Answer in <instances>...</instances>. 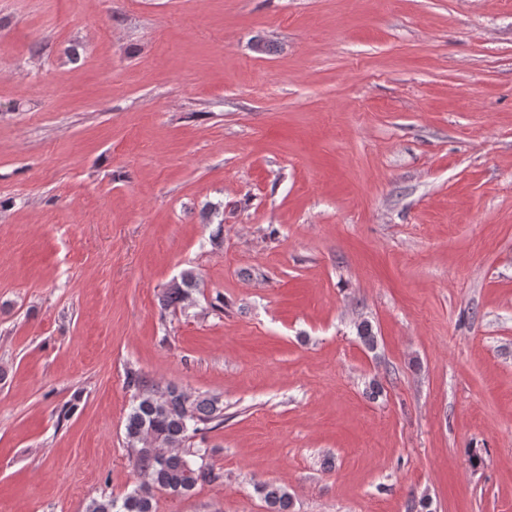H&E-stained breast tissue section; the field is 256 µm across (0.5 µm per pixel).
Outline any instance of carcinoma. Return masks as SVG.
I'll list each match as a JSON object with an SVG mask.
<instances>
[{
  "label": "carcinoma",
  "mask_w": 512,
  "mask_h": 512,
  "mask_svg": "<svg viewBox=\"0 0 512 512\" xmlns=\"http://www.w3.org/2000/svg\"><path fill=\"white\" fill-rule=\"evenodd\" d=\"M198 285L193 270L183 271L164 293L163 309L179 307ZM126 384L136 390L125 434L137 482L120 499L106 495L91 499L85 512H155L156 493L184 496L199 485L223 478L220 469L209 461L210 449L185 447L199 432L224 424L220 396L195 395L173 385L162 387L134 369L127 371ZM254 490L267 512H290L292 496L285 486L262 482L255 484Z\"/></svg>",
  "instance_id": "obj_1"
}]
</instances>
